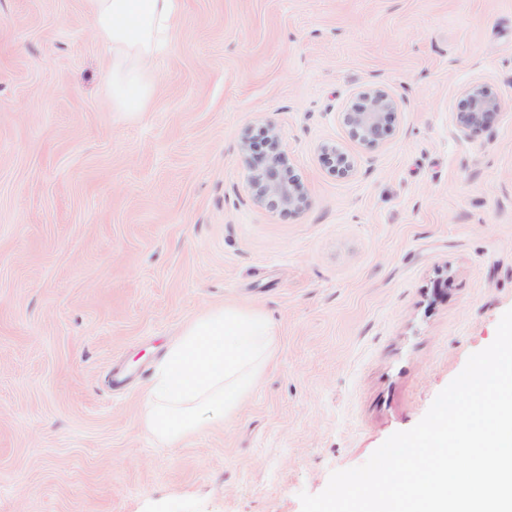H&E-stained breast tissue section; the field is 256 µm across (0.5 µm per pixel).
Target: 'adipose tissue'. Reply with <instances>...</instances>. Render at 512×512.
<instances>
[{
    "mask_svg": "<svg viewBox=\"0 0 512 512\" xmlns=\"http://www.w3.org/2000/svg\"><path fill=\"white\" fill-rule=\"evenodd\" d=\"M91 29L112 54L107 83L112 104L145 111L149 100L144 60L167 47L185 0H87Z\"/></svg>",
    "mask_w": 512,
    "mask_h": 512,
    "instance_id": "obj_1",
    "label": "adipose tissue"
}]
</instances>
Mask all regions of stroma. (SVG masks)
Masks as SVG:
<instances>
[{
  "label": "stroma",
  "instance_id": "35a3bbf8",
  "mask_svg": "<svg viewBox=\"0 0 512 512\" xmlns=\"http://www.w3.org/2000/svg\"><path fill=\"white\" fill-rule=\"evenodd\" d=\"M111 68L87 0H0V512H301L512 309V0H186L147 111ZM475 84L503 109L466 136ZM371 87L398 103L375 148L343 121ZM269 126L301 211L253 198ZM226 304L272 320V359L164 444L155 370Z\"/></svg>",
  "mask_w": 512,
  "mask_h": 512
}]
</instances>
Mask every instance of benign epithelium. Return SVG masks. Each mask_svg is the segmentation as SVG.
<instances>
[{
  "label": "benign epithelium",
  "instance_id": "1",
  "mask_svg": "<svg viewBox=\"0 0 512 512\" xmlns=\"http://www.w3.org/2000/svg\"><path fill=\"white\" fill-rule=\"evenodd\" d=\"M361 98V105L344 112V122L355 139L368 146H377L397 110V102L381 88L367 89L361 93ZM500 110L499 98L488 87L474 85L464 92L461 110L456 116L458 128L468 135L487 126ZM324 159L342 175L351 171L344 155L334 149L327 150ZM250 181L254 200L260 205L294 212L304 206V197L298 192L290 169L273 154L264 153L256 160Z\"/></svg>",
  "mask_w": 512,
  "mask_h": 512
}]
</instances>
